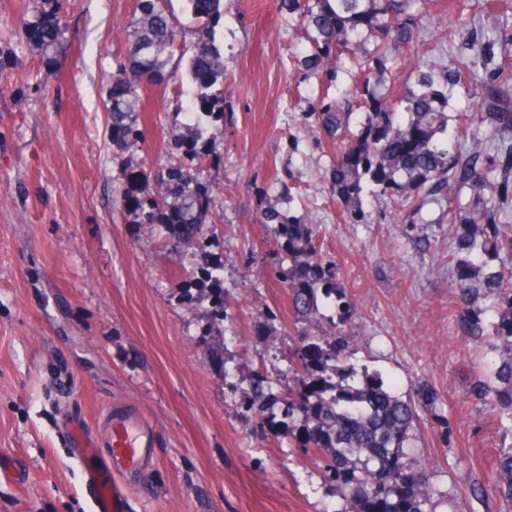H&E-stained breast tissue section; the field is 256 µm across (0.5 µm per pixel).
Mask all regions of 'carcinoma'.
<instances>
[{"label": "carcinoma", "mask_w": 512, "mask_h": 512, "mask_svg": "<svg viewBox=\"0 0 512 512\" xmlns=\"http://www.w3.org/2000/svg\"><path fill=\"white\" fill-rule=\"evenodd\" d=\"M24 20L22 40L47 44L58 34V12L62 0ZM167 0H138L140 16L128 34L126 61L117 62L112 81L115 92L106 109L112 120V141L126 149L141 146L143 134L137 125L142 93L151 86L168 83L167 71L175 53L187 57L186 75L195 90L193 107L208 118L224 114V48L214 38V29L224 16V0H185L199 35L191 46L179 44L180 31L166 9ZM420 0H298L293 10L312 34L308 65L318 70L322 61L338 54H356L364 41L355 39L364 28L379 33L372 54L380 62L388 41L410 44L415 33L409 24L411 11ZM473 77V62L456 59L448 69V80ZM365 121L353 131L349 125L350 105L329 103L317 119L326 134L343 143L333 179L336 194L352 204L345 223L357 224L362 212L354 202L371 183L380 195L400 211L423 192L448 191L452 199L461 187L470 191V202L448 208V223L455 230L453 250L448 253L452 295L458 307L456 323L465 336H483L479 318L472 314L480 301H492L499 315L493 326L490 346L501 351L499 362L487 380L474 381L473 391L492 396L501 419L512 426V271L491 265L492 258L512 255V224H482L487 197L497 192L491 172L477 167L486 152L485 142L470 145L466 153L443 149L435 143L439 131L448 126L443 109L448 102L445 87L433 76L416 71L418 91L390 103L367 80L362 82ZM512 61L498 67V86L486 91L488 112L484 118L499 131L512 130ZM404 105L407 119L397 118L395 107ZM191 142L186 154L193 158L197 144L208 141V128L188 126ZM145 224H164L178 238L194 243L203 260L202 274L221 281L224 267L207 261L210 241L203 224L212 214L211 189L200 181L193 168L180 161L169 168L167 179L156 194L130 199ZM260 220L289 266L279 270L288 286L292 310L300 321L320 313L323 302L335 309L337 324L354 315V308L339 283L336 266L320 258L315 232L308 224H294L276 210L261 212ZM302 345L288 371L296 383L281 398V413L287 426L295 427L306 448L327 458L326 479L336 486L351 505L350 512H436L433 489L426 467L412 470L404 461V448L419 419V407H431L436 396L426 387L416 397L404 398L388 385L381 374L357 368L347 355L348 345L336 335L309 339ZM273 381L263 375L251 384L250 399L265 404ZM499 493L512 502V445L500 448L496 461Z\"/></svg>", "instance_id": "cac0c4a2"}]
</instances>
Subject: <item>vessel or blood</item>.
Returning <instances> with one entry per match:
<instances>
[{
  "label": "vessel or blood",
  "instance_id": "b4317fda",
  "mask_svg": "<svg viewBox=\"0 0 512 512\" xmlns=\"http://www.w3.org/2000/svg\"><path fill=\"white\" fill-rule=\"evenodd\" d=\"M103 425L101 439L66 421L71 458L87 492L88 512H129V482L144 469L153 431L140 413L120 404L104 415Z\"/></svg>",
  "mask_w": 512,
  "mask_h": 512
}]
</instances>
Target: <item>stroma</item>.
Returning a JSON list of instances; mask_svg holds the SVG:
<instances>
[{
	"label": "stroma",
	"mask_w": 512,
	"mask_h": 512,
	"mask_svg": "<svg viewBox=\"0 0 512 512\" xmlns=\"http://www.w3.org/2000/svg\"><path fill=\"white\" fill-rule=\"evenodd\" d=\"M42 2L0 0V450L28 482L23 494L0 484V512H87L60 424L68 415L96 432L114 404L137 409L156 436L129 512H344L323 459L298 433L242 408L256 373L287 391L299 331L330 328V310L304 325L292 313L259 222L268 207L312 225L324 261L339 269L355 305L341 333L353 362L400 396L421 385L436 393L406 456L410 467L429 465L436 512H512L495 477L498 410L471 382L499 354L450 317L447 199L398 213L367 184L361 222L344 221L336 149L313 114L352 97L357 62L343 55L313 72L307 30L287 0H225L215 29L228 67L224 114L209 120L214 141L193 162L218 212L204 227L208 259L224 268L227 316L215 323L214 285L192 246L121 201L130 190L153 195L185 153L186 119L175 109L194 93L185 63L170 61L173 78L144 96V142L124 149L105 104L137 0H67L53 44L23 43L20 19ZM416 27L411 44L383 57L378 93L415 90L410 59L441 82L452 59L476 58V81L448 87L437 143L512 145V133L460 120L484 112L480 88L512 56V0H429ZM143 169L148 179L129 182Z\"/></svg>",
	"instance_id": "stroma-1"
}]
</instances>
